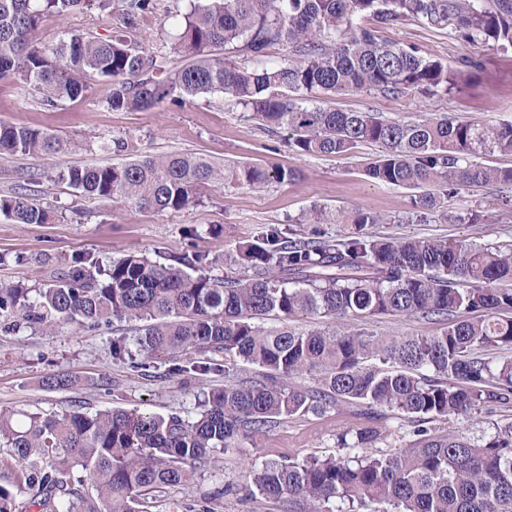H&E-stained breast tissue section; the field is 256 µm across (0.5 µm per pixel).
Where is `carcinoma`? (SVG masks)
Returning <instances> with one entry per match:
<instances>
[{"mask_svg": "<svg viewBox=\"0 0 512 512\" xmlns=\"http://www.w3.org/2000/svg\"><path fill=\"white\" fill-rule=\"evenodd\" d=\"M154 0H0V78L30 87L43 105L87 96L88 79L110 83L114 111L183 107L211 93L242 106L305 155L346 156L364 144L381 148L364 169L381 185L416 190L413 223L484 224L491 212H460L444 201L473 186L499 190L512 208V167L481 158L512 150V124L479 126L448 115L390 120L370 111L315 104V97L374 92L434 96L456 76L442 61L383 41L376 27L413 21L451 29L469 43L512 50V0H189L168 32L175 58L122 35H72L53 47L35 43L46 14L115 10L123 27L138 29ZM274 46L283 59L267 62ZM126 138L112 139L115 156L132 159L71 166L58 178L81 193L141 209L177 211L202 188L256 189L296 177L289 168L257 163L220 167L205 157L138 155ZM49 132L0 123V154L62 153ZM0 213L17 224H45L48 211L22 193L0 196ZM336 222L354 225L342 239L290 237L271 227L243 246L245 270L213 276L205 253L188 250L173 264L126 255L99 269L88 257L66 275L33 290L0 282V330L58 322L95 331L114 321L132 325L133 346L112 342V358L137 372L163 355L172 371L219 370L234 356L263 370L251 381L224 380L195 415L137 410L14 413L0 411V445L32 470V505L43 512H143L154 494L191 481L217 452L256 443L272 424L322 414L355 401L365 415L397 413L414 424V439L390 453L374 426L346 431L362 454L303 461L265 459L245 468L252 495L309 512H512V422L484 440L430 427L512 403V243L479 248L451 238L392 241L366 227L379 218L360 210ZM478 314V319L465 315ZM276 314L317 323L395 316L444 320L434 334L376 337L349 328L266 329ZM319 373L314 387L288 379ZM90 477L97 495L81 491L73 469Z\"/></svg>", "mask_w": 512, "mask_h": 512, "instance_id": "obj_1", "label": "carcinoma"}]
</instances>
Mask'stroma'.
I'll return each mask as SVG.
<instances>
[{"label":"stroma","mask_w":512,"mask_h":512,"mask_svg":"<svg viewBox=\"0 0 512 512\" xmlns=\"http://www.w3.org/2000/svg\"><path fill=\"white\" fill-rule=\"evenodd\" d=\"M156 8L143 21L138 41L160 54L168 53L167 23L184 11L188 0H155ZM121 31L118 16L97 12L44 17L37 42L55 44L74 34L111 35ZM382 40L446 63L461 74H473L461 90L431 97L350 94L327 98L342 110L372 111L387 118L420 113H447L479 124H512V52L467 43L449 31L408 22L381 29ZM109 87L92 81L87 97L56 108L43 106L29 88L0 80V122L42 128L67 140L68 152L53 156L0 155V194L22 192L46 206L48 224H16L0 215V281L44 288L68 272L74 258L89 255L107 265L128 253L170 262L186 250L204 251L212 275L241 271L240 249L275 225L297 237L339 239L351 232L348 224H305L312 208L333 213L358 209L379 216L373 234L392 239L448 237L475 245L512 240V209L497 207L494 188L474 187L449 200L452 211L479 206L491 211L484 224H417L406 221L409 189L384 186L363 172L380 152L366 144L346 157L302 155L265 131L244 108L223 94H206L185 107L143 112H115L105 99ZM115 137L132 139L142 154L195 153L216 163L250 162L268 168H294L298 176L285 185L258 189L205 187L197 202L180 211L155 212L125 203L88 196L57 180L67 166L107 164V148ZM353 328L377 336L405 331L432 334L439 325L427 319L394 316L353 321ZM124 322L95 332L59 325L43 335L40 328L0 334V409L93 412L105 408L137 409L158 414L196 412L206 395L222 385L225 375L249 380L257 366L228 358L226 370L207 375L170 373L168 363L142 375L112 357V342L130 338ZM52 373L72 377V386L48 390L42 379ZM512 421V407L441 421L440 429L460 430L477 437L493 436ZM369 420L351 403L331 406L321 415L293 416L276 423L258 444L240 440L235 453H218L187 485L167 488L148 512H185L188 505L208 503L212 512H283L280 503L252 497L243 489L242 475L252 459L324 458L338 453L337 435L368 426ZM29 462L0 447V486L12 495L19 512H38L30 502L34 491L25 481ZM232 485V492L213 498L215 488Z\"/></svg>","instance_id":"stroma-1"}]
</instances>
